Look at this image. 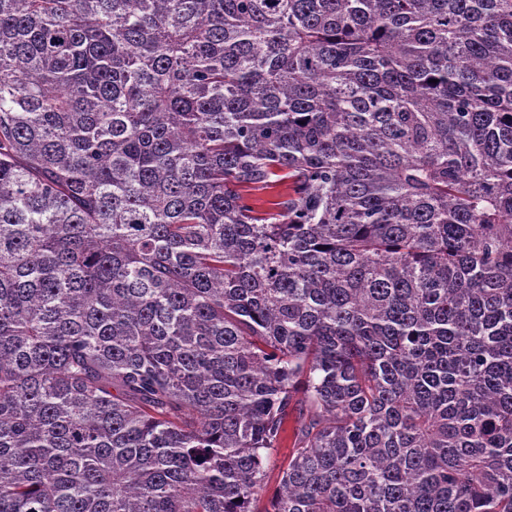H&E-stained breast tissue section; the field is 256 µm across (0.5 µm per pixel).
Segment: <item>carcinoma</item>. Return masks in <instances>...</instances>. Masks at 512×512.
<instances>
[{
    "label": "carcinoma",
    "mask_w": 512,
    "mask_h": 512,
    "mask_svg": "<svg viewBox=\"0 0 512 512\" xmlns=\"http://www.w3.org/2000/svg\"><path fill=\"white\" fill-rule=\"evenodd\" d=\"M294 409L264 512H512V0H0V512H255ZM298 427V412L294 411L288 415V419L285 423V432L283 434L282 441L275 451H273L270 464L268 466V483L266 493L262 496L261 501L258 504V509L263 510L267 504L268 497H271L274 491L279 486V470L280 466L288 459V454L292 448V442L294 439V432Z\"/></svg>",
    "instance_id": "cac0c4a2"
}]
</instances>
